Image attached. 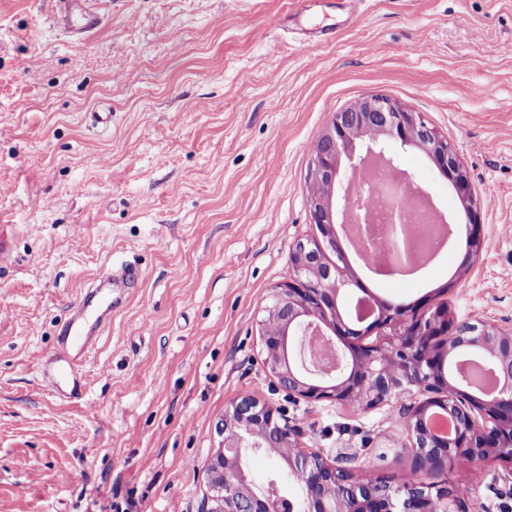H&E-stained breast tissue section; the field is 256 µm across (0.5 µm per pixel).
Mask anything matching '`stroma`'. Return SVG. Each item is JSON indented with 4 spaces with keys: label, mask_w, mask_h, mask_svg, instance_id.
I'll return each instance as SVG.
<instances>
[{
    "label": "stroma",
    "mask_w": 512,
    "mask_h": 512,
    "mask_svg": "<svg viewBox=\"0 0 512 512\" xmlns=\"http://www.w3.org/2000/svg\"><path fill=\"white\" fill-rule=\"evenodd\" d=\"M99 8L84 36L52 27L50 0H0V512H202L224 408L246 395L359 478L413 479L406 399L361 412L288 398L261 322L293 244L319 235L309 168L328 120L383 95L455 147L484 244L470 265L453 234L426 263L380 273L338 233L327 257L345 307L428 298L453 320L512 328V0ZM392 150L465 223L436 164ZM125 264L140 285L84 363V400L51 395L39 369L72 306ZM502 473L465 462L424 479L454 490V512H512Z\"/></svg>",
    "instance_id": "35a3bbf8"
}]
</instances>
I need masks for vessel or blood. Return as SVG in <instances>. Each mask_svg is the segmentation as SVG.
Listing matches in <instances>:
<instances>
[{"instance_id": "b4317fda", "label": "vessel or blood", "mask_w": 512, "mask_h": 512, "mask_svg": "<svg viewBox=\"0 0 512 512\" xmlns=\"http://www.w3.org/2000/svg\"><path fill=\"white\" fill-rule=\"evenodd\" d=\"M54 22L80 34L96 29L101 17L96 0H53ZM138 271L130 266L103 273L85 296L59 336L63 352L40 371L42 382L57 396L80 399L85 393L84 358L92 351L99 329L112 318L113 292L135 288Z\"/></svg>"}]
</instances>
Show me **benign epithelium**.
Listing matches in <instances>:
<instances>
[{
    "label": "benign epithelium",
    "instance_id": "1",
    "mask_svg": "<svg viewBox=\"0 0 512 512\" xmlns=\"http://www.w3.org/2000/svg\"><path fill=\"white\" fill-rule=\"evenodd\" d=\"M424 151L459 197L468 202V258L479 256L483 224L472 204L474 190L448 139L397 102L367 96L333 113L317 142L309 174L308 206L321 239L297 241L291 248L293 276L274 289L262 323L265 363L291 397L309 402H348L373 409L417 391L422 399L406 408L414 467H448L466 452L474 464L495 461L509 466L502 476L512 493V329L487 321L455 322L445 305L429 306L418 316L407 308L374 304L364 317L340 311L346 281L326 255L341 253L336 236V186L360 167H399L386 155L387 143ZM387 231L390 260L409 264L408 239L400 209L394 208ZM394 327L379 345L356 339L380 327ZM315 336L334 350L326 367L309 358L306 341ZM437 414L448 417L452 431L430 429ZM274 452L287 473L300 479L303 501L295 503L260 490L249 479L247 458ZM212 506L203 512H451L448 491L422 482L393 485L360 480L320 452L300 446L299 434L284 409L240 397L224 409V445L207 465Z\"/></svg>",
    "mask_w": 512,
    "mask_h": 512
}]
</instances>
